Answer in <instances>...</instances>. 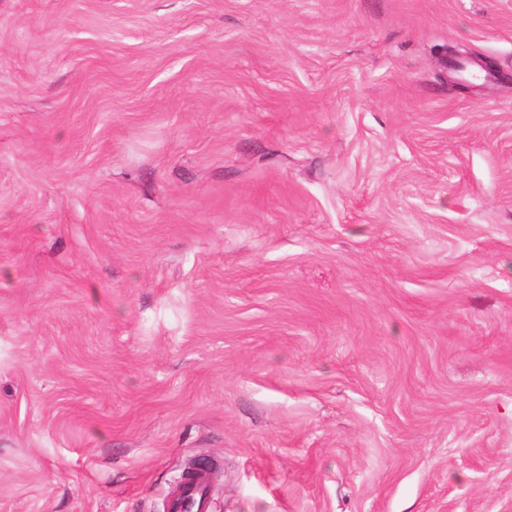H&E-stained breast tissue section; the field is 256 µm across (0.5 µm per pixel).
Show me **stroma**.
<instances>
[{
	"label": "stroma",
	"mask_w": 512,
	"mask_h": 512,
	"mask_svg": "<svg viewBox=\"0 0 512 512\" xmlns=\"http://www.w3.org/2000/svg\"><path fill=\"white\" fill-rule=\"evenodd\" d=\"M202 457L208 512H512V0H0V512Z\"/></svg>",
	"instance_id": "obj_1"
}]
</instances>
